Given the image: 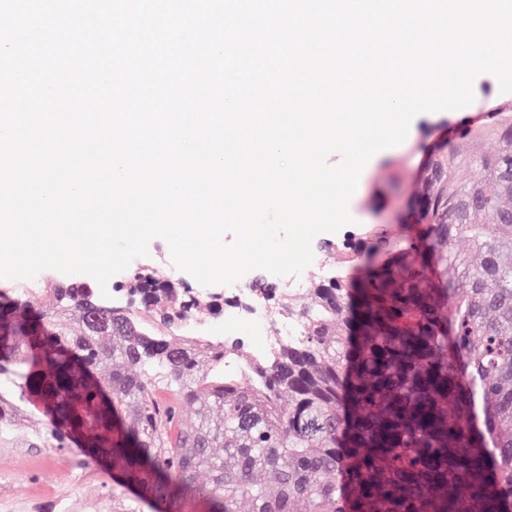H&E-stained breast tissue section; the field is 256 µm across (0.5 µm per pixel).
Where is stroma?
<instances>
[{
	"instance_id": "1",
	"label": "stroma",
	"mask_w": 512,
	"mask_h": 512,
	"mask_svg": "<svg viewBox=\"0 0 512 512\" xmlns=\"http://www.w3.org/2000/svg\"><path fill=\"white\" fill-rule=\"evenodd\" d=\"M512 118V93L499 90L488 73L474 82V100L461 109L422 113L414 117L415 132L402 144L377 153L361 173L349 202L359 225H371L398 233L413 223L412 204L425 179L424 168L440 141L465 157L493 155L500 146L499 131L489 113ZM471 128L468 137L459 129ZM168 244L153 239L146 256L135 258L127 271L108 283L118 299L131 272L172 268ZM17 424L0 434V512H112L113 506L133 503L135 512H155V504L123 491L111 471L90 465L80 448L45 447L41 432L45 418L40 410L27 408L16 415Z\"/></svg>"
}]
</instances>
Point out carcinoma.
<instances>
[{
    "instance_id": "obj_1",
    "label": "carcinoma",
    "mask_w": 512,
    "mask_h": 512,
    "mask_svg": "<svg viewBox=\"0 0 512 512\" xmlns=\"http://www.w3.org/2000/svg\"><path fill=\"white\" fill-rule=\"evenodd\" d=\"M500 139L479 183L434 160L422 235L371 229L301 294L256 289L299 324L265 356L184 335L224 293L150 269L110 312L53 278L39 304L0 294V432L31 397L46 447L81 441L165 512H512V123Z\"/></svg>"
}]
</instances>
